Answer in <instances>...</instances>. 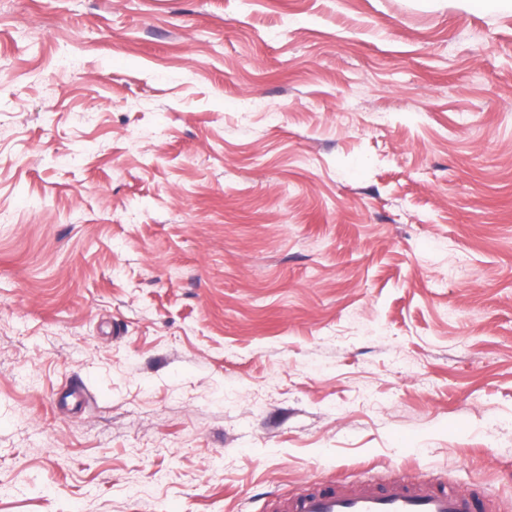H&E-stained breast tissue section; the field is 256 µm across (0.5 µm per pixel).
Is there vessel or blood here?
<instances>
[{
	"label": "vessel or blood",
	"instance_id": "obj_1",
	"mask_svg": "<svg viewBox=\"0 0 512 512\" xmlns=\"http://www.w3.org/2000/svg\"><path fill=\"white\" fill-rule=\"evenodd\" d=\"M271 512H491V507L487 498L473 492L395 479L353 490L316 484L278 499Z\"/></svg>",
	"mask_w": 512,
	"mask_h": 512
}]
</instances>
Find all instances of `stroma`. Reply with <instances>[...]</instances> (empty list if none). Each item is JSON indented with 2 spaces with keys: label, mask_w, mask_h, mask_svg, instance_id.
Returning <instances> with one entry per match:
<instances>
[{
  "label": "stroma",
  "mask_w": 512,
  "mask_h": 512,
  "mask_svg": "<svg viewBox=\"0 0 512 512\" xmlns=\"http://www.w3.org/2000/svg\"><path fill=\"white\" fill-rule=\"evenodd\" d=\"M512 512V6L0 0V512ZM272 512H491L477 493L428 482L401 479L346 490L337 483L315 484L305 492L275 501Z\"/></svg>",
  "instance_id": "stroma-1"
}]
</instances>
